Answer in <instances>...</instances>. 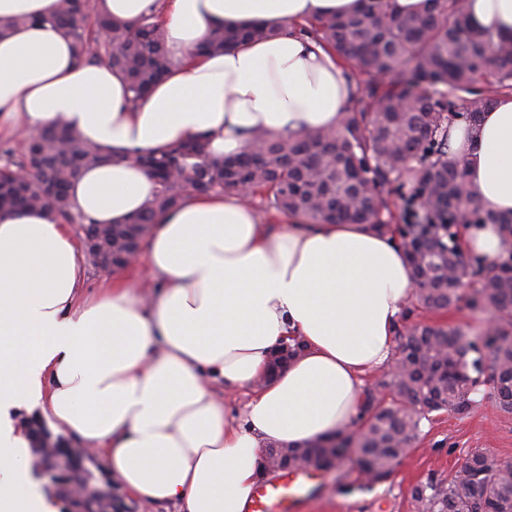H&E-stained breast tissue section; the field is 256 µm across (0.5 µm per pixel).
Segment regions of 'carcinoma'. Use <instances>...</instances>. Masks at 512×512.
<instances>
[{"instance_id": "1", "label": "carcinoma", "mask_w": 512, "mask_h": 512, "mask_svg": "<svg viewBox=\"0 0 512 512\" xmlns=\"http://www.w3.org/2000/svg\"><path fill=\"white\" fill-rule=\"evenodd\" d=\"M93 0H60L51 22L73 43L80 64L119 71L139 98L169 71L165 32L155 14L136 23L94 12ZM467 0H426L415 19L399 15L396 0H359L345 17L309 21L302 31L330 47L367 76L338 125L312 134L252 135L233 158L211 156L206 135L138 156L158 186L146 211L112 225V240L138 249L159 215L212 193L241 196L242 186L266 192L275 211L301 224H373L397 231L418 288L411 304L428 311L461 301L501 313L488 347L461 328L416 323L399 333L395 355L401 376L383 374L367 391L363 438L352 446L341 434L316 452L355 458L369 483L389 475L429 414H463L485 386L500 411L512 414V256L462 259L460 215L471 224H498L512 238V214L484 211L471 200L463 162L448 156V130L459 120L476 123L493 103L481 88L512 90V40L474 28ZM108 35L99 41L98 34ZM262 24L219 27L195 54L218 52L266 37ZM465 93L462 110L454 99ZM101 159L99 149L72 130L54 127L24 138L18 152L0 144V209L34 208L67 223V190L82 169ZM388 189L404 200L403 224H391ZM418 512H512V461L486 449L469 453L446 480L414 485Z\"/></svg>"}]
</instances>
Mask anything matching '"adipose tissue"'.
Wrapping results in <instances>:
<instances>
[{
    "instance_id": "ef3b65f1",
    "label": "adipose tissue",
    "mask_w": 512,
    "mask_h": 512,
    "mask_svg": "<svg viewBox=\"0 0 512 512\" xmlns=\"http://www.w3.org/2000/svg\"><path fill=\"white\" fill-rule=\"evenodd\" d=\"M59 0H0V132L65 123L111 161L70 190L74 215L119 224L157 186L134 162L198 134L211 153L243 152L260 129L336 126L355 91L333 51L299 24L346 16L358 0H94L124 21L155 11L173 60L138 104L121 75L78 64L52 24ZM472 25L512 39V0H468ZM27 25H18V18ZM263 22L277 35L219 54L192 51L215 26ZM470 196L512 212V93L473 127L451 128ZM465 251L512 252L497 225L473 224ZM161 286L82 294L78 246L38 210L0 211V512H58L34 476L21 412L103 458L129 493L180 512H247L271 444L297 447L352 428L372 370L389 365L412 269L390 232L369 224H287L274 231L238 198L203 196L159 217L139 256ZM290 336L305 349L275 376ZM247 398L242 416L213 385Z\"/></svg>"
}]
</instances>
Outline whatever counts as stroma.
Returning a JSON list of instances; mask_svg holds the SVG:
<instances>
[{
	"label": "stroma",
	"instance_id": "1",
	"mask_svg": "<svg viewBox=\"0 0 512 512\" xmlns=\"http://www.w3.org/2000/svg\"><path fill=\"white\" fill-rule=\"evenodd\" d=\"M485 448L496 457L512 459V414L500 412L490 396L477 395L475 405L463 414L432 413L423 422L422 433L411 452L394 468L385 481L367 484L359 477L354 463H346L337 473L309 469L307 476L315 491L302 512H415L409 491L417 483L444 479L454 473L474 449ZM36 474L54 468L52 490H64L60 512H97L96 506L77 500L73 494L75 475L64 455L49 460L34 459ZM94 492L112 495V512H177L169 503H148L123 490L109 477L104 462L91 457L84 462Z\"/></svg>",
	"mask_w": 512,
	"mask_h": 512
}]
</instances>
